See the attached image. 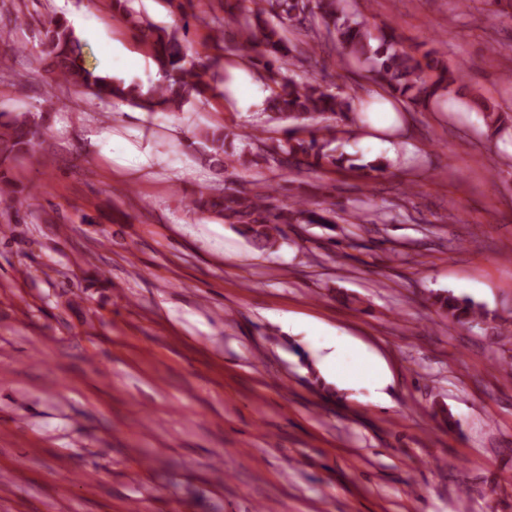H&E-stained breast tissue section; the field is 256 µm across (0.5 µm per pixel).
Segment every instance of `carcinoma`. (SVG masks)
Returning <instances> with one entry per match:
<instances>
[{
    "label": "carcinoma",
    "mask_w": 512,
    "mask_h": 512,
    "mask_svg": "<svg viewBox=\"0 0 512 512\" xmlns=\"http://www.w3.org/2000/svg\"><path fill=\"white\" fill-rule=\"evenodd\" d=\"M133 0H109L112 11L120 14L128 27L146 45L157 66L158 84L145 91L136 83L101 72L86 65L82 58L80 39L74 27L59 16H51L44 24L40 45L49 56V79L57 85L74 88L94 100L128 103L146 112H180L186 105L204 104L211 98L224 97L222 55L196 59L188 53L189 21L205 18L188 10L193 0H167L183 19L179 28L160 26L132 6ZM302 26L310 32L323 28L342 49L341 62L365 65L386 94L397 100L428 109L445 97L455 94L468 108H479L478 116L487 129L502 133L508 129L507 118L495 107L481 101V95L467 96L454 91L457 70L437 56V51L424 53L420 63L401 48L394 32L375 36L367 25L357 19L350 0H252V6L239 10L224 4V21L213 29L211 42L224 49L225 29H235V48L250 57L266 72L269 91L266 123L283 126L282 137L267 142L261 137L265 129H255L252 137L264 149L256 157L281 170H301L324 164L337 169H367L384 174L392 167L386 158L365 163L330 148L335 140V123L358 125L354 107L356 95L333 90L324 80L308 77L296 80L290 74V59L305 60V51L291 55L286 27ZM43 126L27 112L9 115L0 113V196L14 193L6 179L9 165L30 155ZM197 137L210 150V157L219 167H246L254 162L246 151H229L232 143L222 127H206ZM275 187L267 193L252 195L231 191L212 193L199 191L190 199V207L202 218H214L229 224L259 250L273 247L288 224H333L335 217L306 207L304 201L291 200L273 207L269 203ZM433 305L462 329L470 330L485 322L486 312L475 302L448 293L433 296Z\"/></svg>",
    "instance_id": "obj_1"
}]
</instances>
